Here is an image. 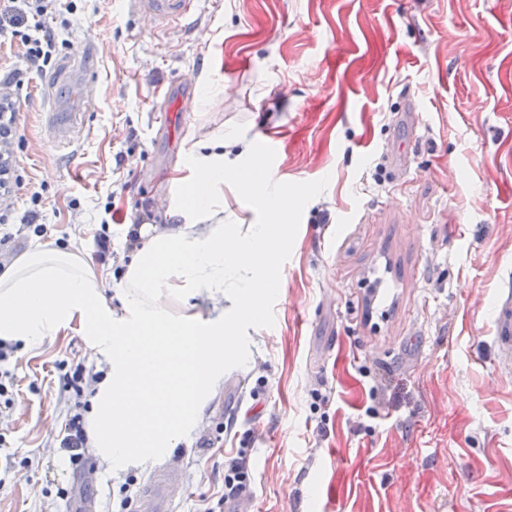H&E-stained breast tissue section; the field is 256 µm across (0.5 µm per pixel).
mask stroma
I'll return each mask as SVG.
<instances>
[{
    "label": "stroma",
    "instance_id": "1",
    "mask_svg": "<svg viewBox=\"0 0 512 512\" xmlns=\"http://www.w3.org/2000/svg\"><path fill=\"white\" fill-rule=\"evenodd\" d=\"M75 5L68 46L9 89L24 172L0 204L1 264L78 247L120 279L129 224L218 129L297 197L282 288L178 447L115 471L90 447L84 474L61 446L60 368L103 359L68 328L0 363V512H64L77 495L111 512L125 476L163 463L188 474L180 512H225L239 448L255 512H512V374L493 341L512 286V0H200L154 31L122 0ZM216 78L223 102L186 111ZM52 109L83 113L70 144L54 143ZM101 233L113 255L96 256ZM205 433L223 439L198 447Z\"/></svg>",
    "mask_w": 512,
    "mask_h": 512
}]
</instances>
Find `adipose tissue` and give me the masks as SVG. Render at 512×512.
<instances>
[{
	"label": "adipose tissue",
	"instance_id": "1",
	"mask_svg": "<svg viewBox=\"0 0 512 512\" xmlns=\"http://www.w3.org/2000/svg\"><path fill=\"white\" fill-rule=\"evenodd\" d=\"M253 154L245 139L221 132L192 146L162 226L140 230L142 244L118 283L119 309L107 303L102 271L76 247L38 245L0 272V338L33 343L72 326L103 357L89 432L106 467L177 447L225 362L243 359V329L265 316L295 194ZM228 191L251 204L254 222L225 223ZM202 293L222 303V315L174 312L175 302Z\"/></svg>",
	"mask_w": 512,
	"mask_h": 512
}]
</instances>
